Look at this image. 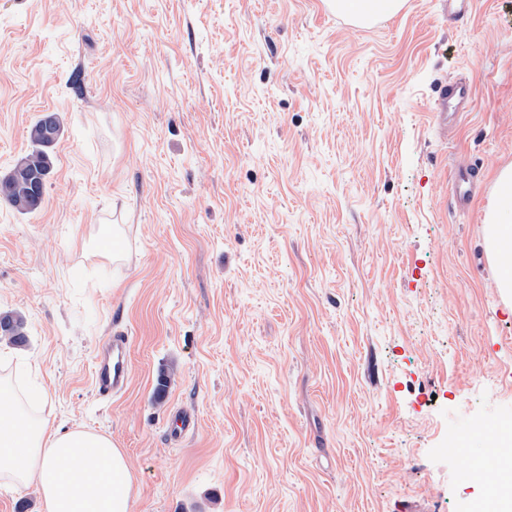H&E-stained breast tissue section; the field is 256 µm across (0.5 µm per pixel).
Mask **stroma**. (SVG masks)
<instances>
[{
  "mask_svg": "<svg viewBox=\"0 0 512 512\" xmlns=\"http://www.w3.org/2000/svg\"><path fill=\"white\" fill-rule=\"evenodd\" d=\"M457 78L475 98L448 128ZM51 111L41 210L0 204V311L27 321L0 374L125 450L131 512H470L485 487L449 445L482 456L512 420L484 224L512 165V0L363 27L326 0H0V176ZM117 329L131 379L105 400ZM179 413L198 429L175 443ZM474 98V89L466 81H446L437 86L434 96L438 121H448V114L464 112ZM114 226L110 233L104 229L96 237L97 253L104 259H117L120 256V236ZM130 336L117 332L103 344L100 355L95 358L93 385L96 394L111 399L126 390L131 370L128 362Z\"/></svg>",
  "mask_w": 512,
  "mask_h": 512,
  "instance_id": "stroma-1",
  "label": "stroma"
}]
</instances>
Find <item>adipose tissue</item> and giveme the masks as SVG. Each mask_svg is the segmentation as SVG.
Instances as JSON below:
<instances>
[{
  "label": "adipose tissue",
  "instance_id": "obj_1",
  "mask_svg": "<svg viewBox=\"0 0 512 512\" xmlns=\"http://www.w3.org/2000/svg\"><path fill=\"white\" fill-rule=\"evenodd\" d=\"M498 202L485 217L487 246L497 285L512 291V168L495 180ZM0 483L35 484L40 512H130L135 477L122 448L105 434L82 428L60 430L49 419L27 418L13 387L0 381Z\"/></svg>",
  "mask_w": 512,
  "mask_h": 512
}]
</instances>
